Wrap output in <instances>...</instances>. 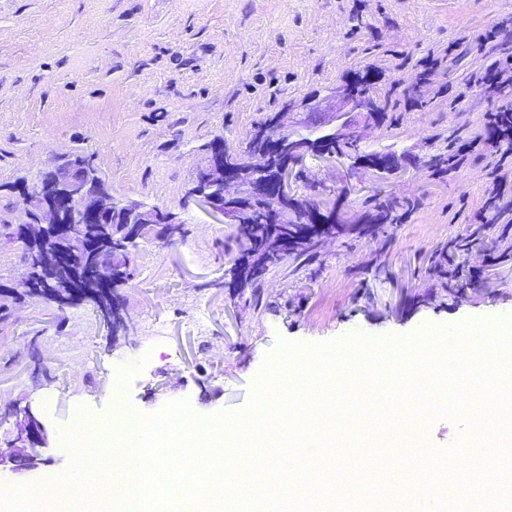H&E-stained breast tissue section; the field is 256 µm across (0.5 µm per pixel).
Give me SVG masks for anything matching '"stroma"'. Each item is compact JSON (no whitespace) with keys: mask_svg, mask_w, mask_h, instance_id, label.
Segmentation results:
<instances>
[{"mask_svg":"<svg viewBox=\"0 0 512 512\" xmlns=\"http://www.w3.org/2000/svg\"><path fill=\"white\" fill-rule=\"evenodd\" d=\"M512 21V0H0V222L23 224L21 195L39 174L77 154L130 203L179 213L189 234L141 244L135 278L123 293L138 333L111 347L89 306L26 304L0 340V395L21 399L44 425L46 461L38 470L0 473L17 488L63 474L77 416L111 424L116 402L145 414L185 401L202 417L243 412L265 358L282 345H325L364 334L411 335L448 325L498 322L512 315V224H474L489 149L439 175L433 158L457 137L479 133L492 102L468 89L496 52L480 38ZM441 61L419 82L417 61ZM369 77L390 95L387 121L367 131L358 151L310 153L293 167L294 198L348 225L317 262L282 264L254 310L228 287L236 251L231 224L187 191L210 146L243 151L268 117L302 132L300 105L334 103L329 89ZM465 91L453 101L452 91ZM391 153L395 170L373 173L362 157ZM395 202L384 235H352L366 211ZM496 241L506 261L487 265ZM482 272L479 282L441 283L440 251ZM205 331L193 328L198 312ZM167 335L143 351L148 318ZM38 336L47 383L28 366ZM474 422L438 418L424 438L447 455L471 440Z\"/></svg>","mask_w":512,"mask_h":512,"instance_id":"obj_1","label":"stroma"}]
</instances>
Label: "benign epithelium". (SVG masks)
Segmentation results:
<instances>
[{
  "mask_svg": "<svg viewBox=\"0 0 512 512\" xmlns=\"http://www.w3.org/2000/svg\"><path fill=\"white\" fill-rule=\"evenodd\" d=\"M329 98L336 109L327 112L317 106L308 108L311 119L308 128L324 131V139L343 141L360 139V128L374 126L370 118L373 105L366 96L356 94L346 84L330 90ZM262 150L257 152L263 163L250 169L252 184H245L237 176L243 168L240 162L224 164L220 153L201 170L190 189V195L200 199L213 212L227 216L232 223L243 222L244 213L238 200L254 194L253 186L273 190L278 199L289 193L291 165L309 152H323L322 140L296 135L281 126L275 132H258ZM81 163L76 161L49 172L40 178V190L24 199L27 210L40 214L44 221L25 225V245L32 248L30 259L47 255L55 260L76 250L84 253L85 268L72 271L78 289L73 297L59 298L46 288L45 295L59 307H72L89 302L99 326L112 339V348L133 342L136 327L125 301L117 291H100L96 283L125 280L126 267H117L103 261V255L117 250L126 257L137 252L146 237V230L156 224L169 226L178 233L181 220L166 209L143 204L126 203L112 193V188L101 177H84L76 172ZM9 413L24 419L15 421V436L7 448H0V470L19 473L33 471L45 461L47 447L43 424L28 411L11 408Z\"/></svg>",
  "mask_w": 512,
  "mask_h": 512,
  "instance_id": "benign-epithelium-1",
  "label": "benign epithelium"
}]
</instances>
